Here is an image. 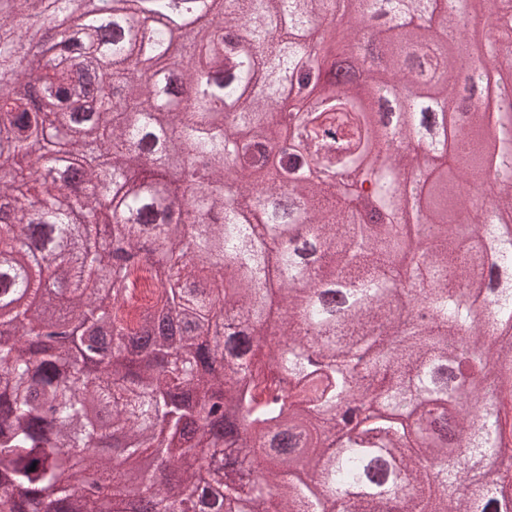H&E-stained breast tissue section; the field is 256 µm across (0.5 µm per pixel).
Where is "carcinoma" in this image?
<instances>
[{"instance_id":"obj_1","label":"carcinoma","mask_w":512,"mask_h":512,"mask_svg":"<svg viewBox=\"0 0 512 512\" xmlns=\"http://www.w3.org/2000/svg\"><path fill=\"white\" fill-rule=\"evenodd\" d=\"M128 0H0V45L81 16L48 59L0 50V502L9 512H512V77L500 0H151L195 28L131 33ZM352 18L342 32L320 16ZM320 34L343 87L307 54ZM154 58L160 76L133 65ZM106 76L99 95L93 77ZM325 96L318 112L289 107ZM229 102L218 112L213 102ZM82 167L70 188L60 161ZM360 170L328 188L319 171ZM431 185L426 196L420 182ZM151 224L160 259L112 266ZM188 224L206 234L181 246ZM493 260L485 262L486 250ZM61 267L62 283L44 271ZM104 273L122 303L87 293ZM143 278L154 299L133 321ZM179 335L147 338L148 319ZM245 360L196 370L213 323ZM44 321L80 335L51 346ZM295 432L302 458L272 454ZM152 451L131 485L100 458ZM195 448L222 464L185 466Z\"/></svg>"}]
</instances>
